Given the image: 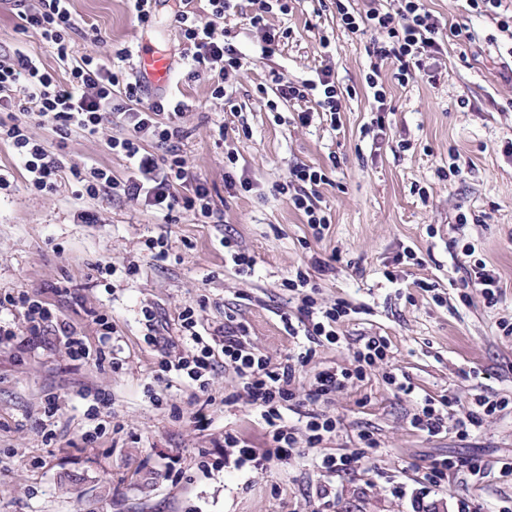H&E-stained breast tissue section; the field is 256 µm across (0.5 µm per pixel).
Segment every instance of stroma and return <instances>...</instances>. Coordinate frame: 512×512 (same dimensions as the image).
<instances>
[{"label": "stroma", "instance_id": "obj_1", "mask_svg": "<svg viewBox=\"0 0 512 512\" xmlns=\"http://www.w3.org/2000/svg\"><path fill=\"white\" fill-rule=\"evenodd\" d=\"M439 21L441 50L427 59V72L399 83L389 62H377L370 39L348 33L336 19L333 0H288L287 12L272 11L268 28L289 30L276 52L257 58L263 38L240 17L228 16V40L250 61L236 77L238 111L214 98L212 82L186 78L189 62L174 22L179 0H155L140 23L126 0H72L82 29L98 37H75V55L102 62L140 43L171 53L174 70L167 90L146 89V99L164 97L185 105L174 117L184 133L179 146L190 171L210 193L216 220L204 224L185 213L165 222L144 202L103 197L75 199L70 173L54 194L31 190L15 152L0 141V169L11 185L0 190V296L20 290L38 295L58 317L74 325L91 351L70 362L56 332L34 343L0 345V512H502L512 507V475L497 461L512 456V407L484 419L468 439L448 430L431 436L411 420L425 400L452 396L467 405L477 397L512 400V85L503 65L512 61V41L496 19L470 11L466 0H424ZM14 0H0V54L19 45L36 54L56 76L64 69L35 36L18 30ZM467 24L472 41H458L450 26ZM329 46H322V38ZM332 69L344 93L338 122L315 112L311 125L297 113L314 100L290 101L269 111L258 92L272 73L294 82ZM379 70L386 89L383 126H375L376 104L365 82ZM32 134L68 164L127 172L126 159L112 153L110 137L126 135L120 117L102 133L62 140L50 125ZM239 160L229 165L227 149ZM298 164L323 169L319 192L331 224L314 238L303 214L278 194L276 185ZM245 175L250 191L224 185L226 172ZM98 221L88 224L81 212ZM475 215L460 224L458 213ZM254 256L253 271L238 273L224 258V238ZM164 239L169 256L158 261L147 247ZM416 264L396 263L403 249ZM502 283L503 295L487 306L478 290L463 294L459 283L473 257ZM331 264L312 271L319 302L344 300L355 312L338 326L340 344L319 347L295 382L306 394L321 368L349 365V343L383 336L389 360L367 370L361 382L336 393L326 412L342 419L325 453L355 449L358 436L373 433L383 449L363 459L360 470L326 483L306 446L288 461L265 467L225 468L208 473L201 460L224 453L233 433L265 448L267 430L245 404L225 405L238 388L231 368L217 366L207 389L160 371L166 355L178 353L179 314L193 308L199 331L220 344L226 315L246 324L251 343L272 362L298 349L282 318L296 315L298 301L281 283L313 258ZM114 275L100 276L105 265ZM136 274H127L128 266ZM395 280H387L386 272ZM426 280L437 293L417 288ZM157 313L168 348L145 343L142 307ZM109 315L112 336L101 345L98 314ZM410 384L396 392L389 374ZM109 398L98 417L88 410L96 394ZM102 424L90 444L82 435ZM445 456L456 467L447 483L422 480L431 460ZM480 457L488 475L474 480L467 462ZM177 471H169V458Z\"/></svg>", "mask_w": 512, "mask_h": 512}]
</instances>
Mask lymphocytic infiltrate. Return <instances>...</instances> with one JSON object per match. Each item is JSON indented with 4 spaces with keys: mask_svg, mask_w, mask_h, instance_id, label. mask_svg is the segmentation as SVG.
I'll return each mask as SVG.
<instances>
[{
    "mask_svg": "<svg viewBox=\"0 0 512 512\" xmlns=\"http://www.w3.org/2000/svg\"><path fill=\"white\" fill-rule=\"evenodd\" d=\"M207 15L183 9L175 14L184 43V51L191 60L188 78L211 75L215 96L224 100L227 108H235L234 89L230 75L239 73L246 58L219 30L225 16L238 15L251 28L263 31L262 54H273L280 43L278 33L268 31L266 16L272 10L287 11V0H207ZM336 14L342 28L353 34L371 37L372 53L381 61L393 62L395 77L405 82L413 71L423 70L424 60L439 48V24L424 7L423 0H397L388 10L376 8L354 13L344 4H337ZM20 28L39 34L51 53L64 68L65 79H57L42 68L40 61L24 48L13 54L0 55V141L10 142L27 174L31 189L54 193L63 172H70L77 185L76 197L96 199L101 196L123 197L144 201L164 220H171L176 210L191 213L204 222L214 216L208 189L201 178L191 174L177 145L183 137L174 116L183 111L179 102L158 99L143 103L140 83L126 81L122 71L99 62L90 55L74 56L72 36L77 31L71 11V0H39L38 7L19 14ZM276 96L267 100L269 111H277L279 101L303 100L309 95L319 97L318 105L330 117L341 110V95L334 73L319 70L315 78L296 83L284 74H274ZM23 86V94H16V86ZM120 114L128 128L126 136L111 138L112 152L125 157L129 164L126 178L113 176L111 169L99 166H67L59 154L52 152L30 134L32 124H50L60 138L79 131L88 136L99 134L112 114ZM153 141L158 153L149 152L146 141ZM322 169L299 165L289 170L279 193L288 197L296 210L302 211L314 237H322L330 224L329 214L318 203L319 188L326 183ZM311 283L309 271L299 269L284 279L288 291L303 292L297 325L289 326V335H304L305 344L296 356L280 364L252 346L247 329L235 317H228L224 325V340L212 346L199 333L198 321L192 309L180 315L183 352L174 360H165L161 369L206 387L217 362H224L235 371L241 395L258 411L268 427V439L263 450H256L236 435L224 436L226 447L235 452L234 465L242 470L263 463L288 460L298 439L293 426L286 420L288 413L298 414L304 427L309 447L317 448L335 435L339 421L325 411H303L304 402L328 400L336 392L363 380L368 368L388 358L390 343L382 336L361 338L352 349L349 367H326L319 370L306 399H298L291 384L300 368L308 365L323 343L335 344L340 340L337 326L348 314V305L336 301L329 306L318 305L307 288ZM20 311L26 319L27 339L42 336L45 329L55 327L62 337L70 361L83 362L90 350L75 329L67 323L57 322L47 302L20 291L0 297V312ZM508 400L476 399L471 408L461 411L455 400H448L446 408L426 401L412 420L414 428L429 435L440 434L447 425H454L461 437H469L472 427L478 426L481 416H492L511 405Z\"/></svg>",
    "mask_w": 512,
    "mask_h": 512,
    "instance_id": "lymphocytic-infiltrate-1",
    "label": "lymphocytic infiltrate"
}]
</instances>
